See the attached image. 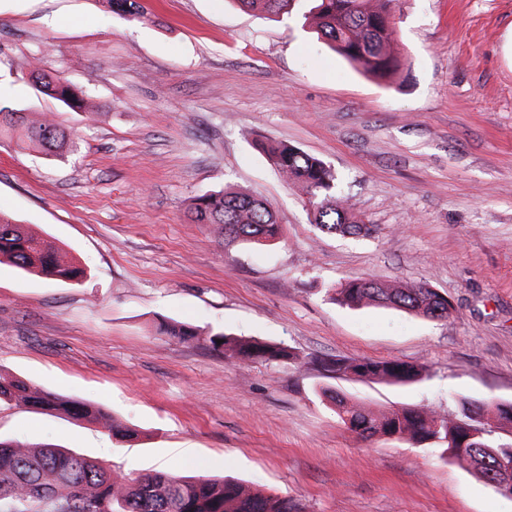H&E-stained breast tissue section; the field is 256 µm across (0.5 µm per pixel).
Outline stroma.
<instances>
[{
    "mask_svg": "<svg viewBox=\"0 0 512 512\" xmlns=\"http://www.w3.org/2000/svg\"><path fill=\"white\" fill-rule=\"evenodd\" d=\"M0 0V109L52 112L76 153L0 137V213L50 237L87 270L80 288L0 265V373L102 408L136 428L22 407L0 437L73 449L133 476L231 477L301 512H512V498L430 443L364 441L321 386L374 411L459 399L512 402V0H400L402 73L381 85L291 14L232 0ZM96 103L40 94L32 58ZM331 165L369 237L309 222L255 138ZM231 183L267 200L269 245L225 247L193 223V197ZM424 282L452 317L332 303L344 279ZM197 329L183 342L162 321ZM292 348L290 366L230 361L211 335ZM426 367L397 385L334 378L336 358Z\"/></svg>",
    "mask_w": 512,
    "mask_h": 512,
    "instance_id": "1",
    "label": "stroma"
}]
</instances>
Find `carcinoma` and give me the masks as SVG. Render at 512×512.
<instances>
[{"label":"carcinoma","instance_id":"1","mask_svg":"<svg viewBox=\"0 0 512 512\" xmlns=\"http://www.w3.org/2000/svg\"><path fill=\"white\" fill-rule=\"evenodd\" d=\"M253 12L269 16L292 13L299 0H237ZM304 20L319 38L356 69L386 84L403 68L394 50L393 18L399 0H309ZM112 11L139 18L138 0H108ZM29 78L36 90L64 105L88 108L86 93L47 72L34 59ZM19 134L48 155L61 156L78 148L77 135L45 113L1 112L0 135ZM272 164L287 180L301 186L309 207V223L325 235L367 236L372 225L352 210L336 192V174L322 159L299 147L278 143L265 147ZM196 224H216L224 245H268L280 238L281 224L271 204L233 186L195 198L190 207ZM47 281L80 286L87 273L59 246L25 225L0 215V264ZM333 301L350 309L378 306L403 310L429 320H446L453 304L426 283L401 284L355 277L329 289ZM160 331L182 341L196 338L192 328L164 323ZM212 347L230 360L297 363L290 348L257 338L218 333ZM330 372L340 378L356 376L392 384L423 379V368L400 361L336 358ZM316 393L334 406L339 421L365 438L376 435L420 443L431 441L442 455H451L484 482L512 484V403L473 404L460 400L457 415L449 417L428 408L409 406L375 413L330 387ZM23 406L46 414L97 422L105 418L93 404L39 388L17 377L0 374V407ZM0 512H299L297 504L232 478H187L156 471L136 477L112 471L99 461L47 444L0 439Z\"/></svg>","mask_w":512,"mask_h":512}]
</instances>
